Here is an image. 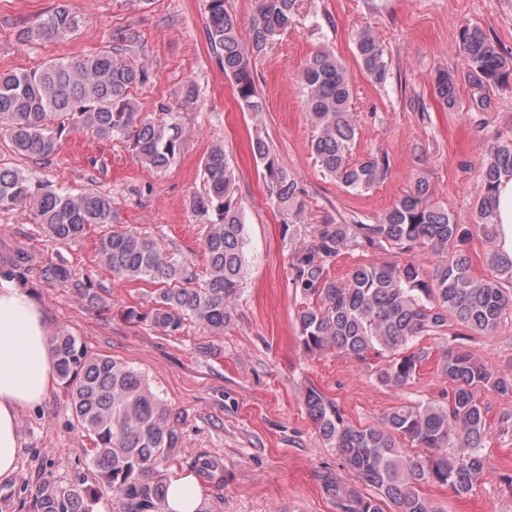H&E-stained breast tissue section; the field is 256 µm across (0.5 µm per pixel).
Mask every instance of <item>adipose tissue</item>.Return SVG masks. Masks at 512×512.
I'll return each instance as SVG.
<instances>
[{"instance_id":"adipose-tissue-1","label":"adipose tissue","mask_w":512,"mask_h":512,"mask_svg":"<svg viewBox=\"0 0 512 512\" xmlns=\"http://www.w3.org/2000/svg\"><path fill=\"white\" fill-rule=\"evenodd\" d=\"M493 222L498 250L512 257V174L501 175ZM57 380L43 310L20 288L0 278V476L11 474L20 446L21 411L40 404ZM196 476L171 478L160 512H199Z\"/></svg>"}]
</instances>
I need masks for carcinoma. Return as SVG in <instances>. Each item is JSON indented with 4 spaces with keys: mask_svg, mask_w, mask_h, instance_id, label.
Listing matches in <instances>:
<instances>
[{
    "mask_svg": "<svg viewBox=\"0 0 512 512\" xmlns=\"http://www.w3.org/2000/svg\"><path fill=\"white\" fill-rule=\"evenodd\" d=\"M206 40L215 60L233 86L243 112L264 110L251 60L291 26L299 0H260L249 42L241 40L236 17L226 0H205ZM81 26V18L63 5L46 18L24 26L21 42L64 39ZM137 35L126 29L115 45L85 56L49 59L23 73H0V138L14 155L36 164L49 162L63 139L81 130L101 141L122 140L149 168L161 172L181 157L185 128L174 107L197 103L192 81L183 83L175 103L160 101L153 113L137 111L132 91L148 80L145 63L122 55ZM459 48L471 87L469 105L486 110L489 90L512 76V53H506L484 29L468 23L460 28ZM356 56L377 84L388 80L384 49L369 28L358 34ZM304 108L315 128L312 149L322 171L339 185L357 191L378 184L386 163L376 155L352 160L356 121L351 110V83L346 67L330 50L314 53L301 72ZM440 103L462 107L454 72L440 70L434 78ZM263 168L271 198L288 235L290 284L300 303L296 320L306 351L335 350L364 359L373 352L384 358L376 380L391 387L413 382L430 358L424 336L444 332L453 316L476 334L493 332L505 311H512V257L490 252L489 274L478 277L462 248L469 229L448 209L433 201L429 182L414 178L409 189L375 224H310L299 240L295 228L306 222L308 202L297 181L275 158L260 135L251 142ZM204 193L192 207L203 220L202 249L207 259L202 282L197 273L154 237L135 228L108 231L97 244L100 262L130 281L155 285L146 310L130 308L126 317L173 333L183 322L219 333L231 321L230 305L238 296L249 262L244 207L236 195V173L224 145L217 143L202 161ZM503 172L512 173V136L494 137L478 176L483 194L476 202L474 223L486 238L495 237V187ZM26 207L33 223L54 241L79 238L86 227L115 222L112 197L93 189L72 194L33 173L0 167V209ZM386 252H427L438 257L429 267L415 261L403 265L384 261L355 266L343 279L329 276V266L348 249ZM32 257L20 249L0 277L26 279ZM48 284L68 283L90 306L100 301L89 281L72 279L70 270L47 262L38 270ZM58 377L68 387L77 427L93 443V462L128 512H145L163 499L167 483L161 467L181 447V416L156 395L143 376L110 356L91 355L67 332L51 338ZM438 366L448 378V403L418 401L394 408L383 426H355L337 405L309 389L306 413L328 447L361 488L325 470L323 491L339 512H439L421 488L447 486L459 496L472 494L485 479L484 448L495 433L512 426L502 417L492 426L479 393L492 390L512 402V376L501 374L460 344L441 349ZM419 448L422 454H411ZM192 468L204 481L224 484V462L210 456ZM33 512H92L89 490L43 481L31 492Z\"/></svg>",
    "mask_w": 512,
    "mask_h": 512,
    "instance_id": "1",
    "label": "carcinoma"
}]
</instances>
